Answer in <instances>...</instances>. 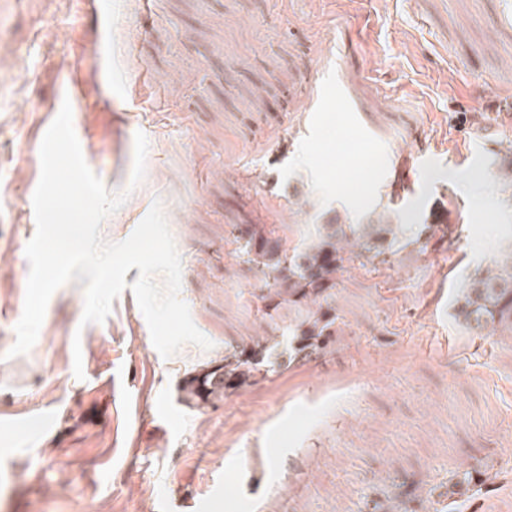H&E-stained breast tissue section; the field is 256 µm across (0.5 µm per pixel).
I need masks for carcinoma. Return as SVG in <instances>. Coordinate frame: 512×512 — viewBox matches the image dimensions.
<instances>
[{
  "mask_svg": "<svg viewBox=\"0 0 512 512\" xmlns=\"http://www.w3.org/2000/svg\"><path fill=\"white\" fill-rule=\"evenodd\" d=\"M402 235V225L387 220L345 224L334 216L315 225L309 241L293 245L272 225H246L240 230L244 262L256 264L263 275L265 307L274 312L288 307L297 317L281 335L226 349L223 359L186 375L180 385L184 401L211 404L280 369L327 355L339 328L338 273L360 258L373 266L387 262ZM456 317L474 332L490 326L512 332L511 241L500 246L481 273L467 278L456 297ZM481 485L483 479L471 471H457L448 478L443 497L451 501ZM418 500L416 490H405L372 501L370 512H418L413 507Z\"/></svg>",
  "mask_w": 512,
  "mask_h": 512,
  "instance_id": "obj_1",
  "label": "carcinoma"
}]
</instances>
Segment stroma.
<instances>
[{"label": "stroma", "mask_w": 512, "mask_h": 512, "mask_svg": "<svg viewBox=\"0 0 512 512\" xmlns=\"http://www.w3.org/2000/svg\"><path fill=\"white\" fill-rule=\"evenodd\" d=\"M108 2L107 91L89 0H0V512H367L463 469L487 480L452 512H512V334L472 332L454 310L512 235L497 157L512 141V0ZM75 73L84 158L129 193L101 236L127 239L161 203L211 348L162 357L128 289L82 325L76 280L30 351L8 355L36 230L33 140ZM388 207L410 232L386 264L339 273L331 353L181 402L187 373L296 317L267 316L238 225L298 244L321 215L358 224ZM422 224L449 232L414 237Z\"/></svg>", "instance_id": "1"}]
</instances>
